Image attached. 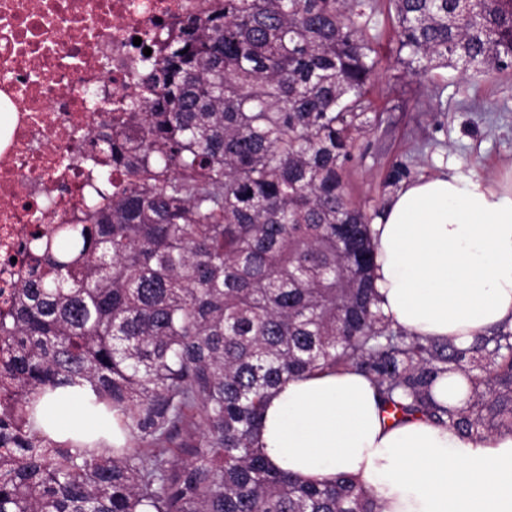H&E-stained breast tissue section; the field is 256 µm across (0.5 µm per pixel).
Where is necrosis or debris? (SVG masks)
<instances>
[{
  "label": "necrosis or debris",
  "instance_id": "obj_1",
  "mask_svg": "<svg viewBox=\"0 0 512 512\" xmlns=\"http://www.w3.org/2000/svg\"><path fill=\"white\" fill-rule=\"evenodd\" d=\"M219 3L0 0V315L33 264L34 233L83 223L99 200L87 137L130 125L149 56Z\"/></svg>",
  "mask_w": 512,
  "mask_h": 512
}]
</instances>
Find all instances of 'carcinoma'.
I'll return each mask as SVG.
<instances>
[{
  "mask_svg": "<svg viewBox=\"0 0 512 512\" xmlns=\"http://www.w3.org/2000/svg\"><path fill=\"white\" fill-rule=\"evenodd\" d=\"M391 3L411 74H512V0ZM374 13L224 0L150 61L156 97L132 101V130L89 137L97 168L144 182L56 225L0 320V512H383L359 481L304 484L258 446L273 391L327 370L463 436L512 434V326L459 347L376 307L378 213L347 182L378 120ZM452 374L460 407L435 394ZM57 388L123 443L51 437L41 401Z\"/></svg>",
  "mask_w": 512,
  "mask_h": 512,
  "instance_id": "carcinoma-1",
  "label": "carcinoma"
}]
</instances>
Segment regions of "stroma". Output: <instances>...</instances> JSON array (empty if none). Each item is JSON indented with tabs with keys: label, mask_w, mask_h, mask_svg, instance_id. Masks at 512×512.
<instances>
[{
	"label": "stroma",
	"mask_w": 512,
	"mask_h": 512,
	"mask_svg": "<svg viewBox=\"0 0 512 512\" xmlns=\"http://www.w3.org/2000/svg\"><path fill=\"white\" fill-rule=\"evenodd\" d=\"M395 27L391 0H377L368 38L380 64L368 99L380 122L360 138L348 165L353 199L368 211L383 210L394 192L387 175L400 163L415 177L448 163L493 180L512 178V77L491 81L450 68L421 78L405 74Z\"/></svg>",
	"instance_id": "stroma-1"
}]
</instances>
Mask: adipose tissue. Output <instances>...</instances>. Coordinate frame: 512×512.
Segmentation results:
<instances>
[{
    "label": "adipose tissue",
    "mask_w": 512,
    "mask_h": 512,
    "mask_svg": "<svg viewBox=\"0 0 512 512\" xmlns=\"http://www.w3.org/2000/svg\"><path fill=\"white\" fill-rule=\"evenodd\" d=\"M371 233L378 306L395 324L461 347L512 324V182L453 166L402 182ZM258 440L300 481L355 477L383 512H512V435L394 421L353 369L288 381Z\"/></svg>",
    "instance_id": "ef3b65f1"
}]
</instances>
